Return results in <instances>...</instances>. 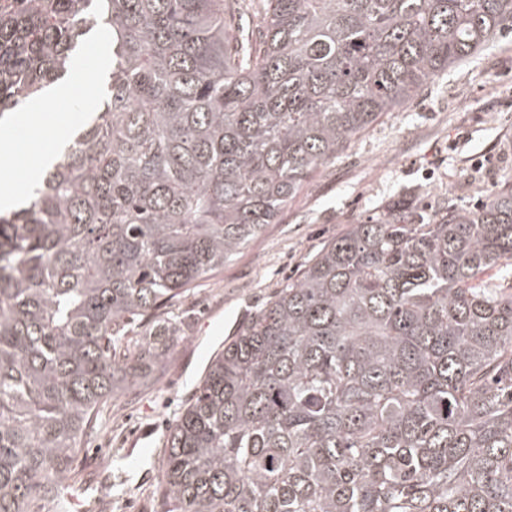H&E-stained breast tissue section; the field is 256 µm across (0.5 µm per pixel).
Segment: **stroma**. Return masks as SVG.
<instances>
[{
    "label": "stroma",
    "instance_id": "1",
    "mask_svg": "<svg viewBox=\"0 0 512 512\" xmlns=\"http://www.w3.org/2000/svg\"><path fill=\"white\" fill-rule=\"evenodd\" d=\"M512 178V34L449 69L403 109L352 137L336 160L224 267L137 319L136 339L172 322L155 378L118 393L65 484L69 512H161L166 430L209 357L347 225L397 202L431 213L476 206Z\"/></svg>",
    "mask_w": 512,
    "mask_h": 512
}]
</instances>
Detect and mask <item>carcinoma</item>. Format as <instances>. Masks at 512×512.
Masks as SVG:
<instances>
[{"label":"carcinoma","mask_w":512,"mask_h":512,"mask_svg":"<svg viewBox=\"0 0 512 512\" xmlns=\"http://www.w3.org/2000/svg\"><path fill=\"white\" fill-rule=\"evenodd\" d=\"M0 114L106 34L93 110L0 213V512L63 481L132 324L277 223L348 140L512 27V0H18ZM512 179L477 209L397 204L310 260L210 359L168 429L162 512H512Z\"/></svg>","instance_id":"carcinoma-1"}]
</instances>
